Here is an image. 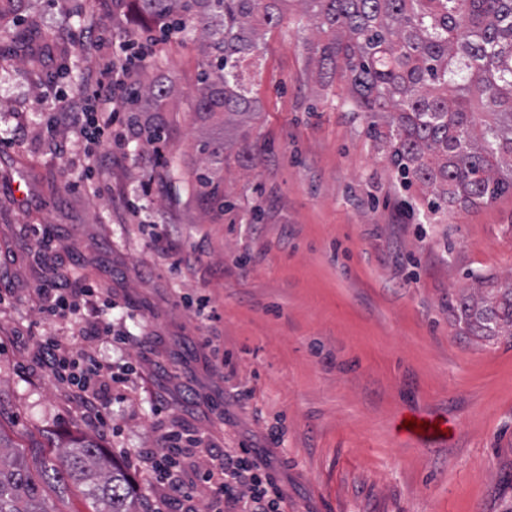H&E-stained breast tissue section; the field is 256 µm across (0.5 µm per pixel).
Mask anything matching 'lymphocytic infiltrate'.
<instances>
[{
	"label": "lymphocytic infiltrate",
	"mask_w": 512,
	"mask_h": 512,
	"mask_svg": "<svg viewBox=\"0 0 512 512\" xmlns=\"http://www.w3.org/2000/svg\"><path fill=\"white\" fill-rule=\"evenodd\" d=\"M98 42L108 43L106 35H99ZM156 44V38L143 32L111 44L112 53L102 67L87 75L84 92L64 97L62 107L49 120V132L62 126L72 129L84 146L87 170L101 165L94 145L106 141L119 150L128 145L131 124L121 115L131 109L134 76L153 56ZM38 294L43 318H54L63 309L72 312L75 334L84 344L76 351L55 338H44L41 367L83 408L90 424H104L103 412L111 406L113 385L127 383L130 374L127 364L105 358L97 349L104 345L130 348V337L88 312V304L99 297L94 284L77 283L62 272L39 288ZM138 461L140 469L162 486V503L155 512H284L283 492L263 484L262 459L228 454L180 423L163 429L157 448L141 452Z\"/></svg>",
	"instance_id": "lymphocytic-infiltrate-1"
}]
</instances>
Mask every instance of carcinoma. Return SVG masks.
Segmentation results:
<instances>
[{
  "label": "carcinoma",
  "instance_id": "1",
  "mask_svg": "<svg viewBox=\"0 0 512 512\" xmlns=\"http://www.w3.org/2000/svg\"><path fill=\"white\" fill-rule=\"evenodd\" d=\"M24 0H0V42L28 50L3 20ZM288 0H129L133 24L178 31L198 42L201 60L193 109L201 127L195 163L187 176L200 211L224 215L223 179L217 170L245 167L255 101L245 71L260 56L257 25L272 28ZM298 26L313 76L329 86L342 73L344 103L366 112L371 137L387 147L404 187L426 188L434 214L458 204L477 208L512 194V0H296ZM162 79L137 87L145 112L170 111ZM483 115L476 121V115ZM239 132V147L224 131ZM458 318L474 336H512V288L463 294ZM48 483L84 487L93 512H147L137 488L108 464L91 437H77L45 466ZM0 512H49L44 490L0 434Z\"/></svg>",
  "mask_w": 512,
  "mask_h": 512
}]
</instances>
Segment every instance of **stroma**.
<instances>
[{
    "label": "stroma",
    "mask_w": 512,
    "mask_h": 512,
    "mask_svg": "<svg viewBox=\"0 0 512 512\" xmlns=\"http://www.w3.org/2000/svg\"><path fill=\"white\" fill-rule=\"evenodd\" d=\"M291 7L268 29L252 94L250 169L224 171V219L204 223L187 184L169 181L142 140L82 186V156L44 131L55 91L79 93L100 56L91 20L122 39L109 0H25L10 19L41 33L29 60L0 47V432L32 473L57 444L87 433L102 449L154 448L181 421L234 453L265 460L286 512H512V339L466 333L451 303L512 280V195L431 214L420 185L402 189L370 117L343 105L344 78L319 84ZM173 86L168 161L193 162L196 46L162 41ZM179 247L202 252L185 273L151 248L149 213ZM51 226L56 247L37 246ZM76 269L108 291L107 318L139 339L136 392L112 397L91 430L33 360L44 337L71 341L68 315L42 320L33 291ZM217 321L207 322L208 313ZM211 325L219 353L200 344ZM223 372H216V362ZM167 409L154 414L151 393ZM422 412L450 425L421 443L399 421Z\"/></svg>",
    "instance_id": "stroma-1"
}]
</instances>
